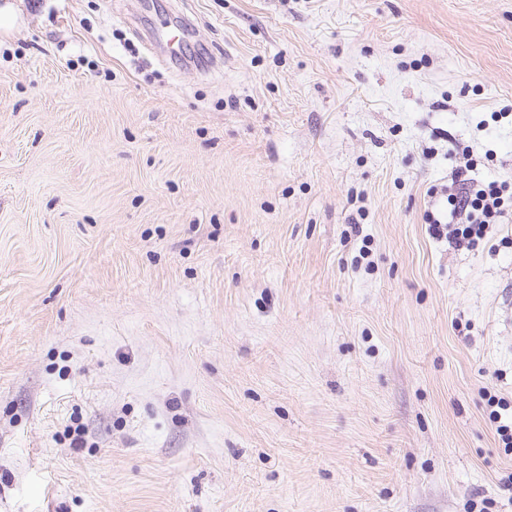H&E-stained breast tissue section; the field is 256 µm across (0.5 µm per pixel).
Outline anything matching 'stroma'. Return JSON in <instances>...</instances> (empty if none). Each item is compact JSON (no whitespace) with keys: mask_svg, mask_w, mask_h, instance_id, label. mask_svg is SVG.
Here are the masks:
<instances>
[{"mask_svg":"<svg viewBox=\"0 0 512 512\" xmlns=\"http://www.w3.org/2000/svg\"><path fill=\"white\" fill-rule=\"evenodd\" d=\"M0 9V512H512V0ZM462 159L453 171V190L448 193V216L460 222L444 223L432 212L426 220L432 234L440 236L445 227L452 226L448 238L459 245L475 247L487 238L494 224H506L505 219L512 214V192L508 194L506 186L495 181L486 183L470 177L475 160L467 151L462 153Z\"/></svg>","mask_w":512,"mask_h":512,"instance_id":"35a3bbf8","label":"stroma"}]
</instances>
